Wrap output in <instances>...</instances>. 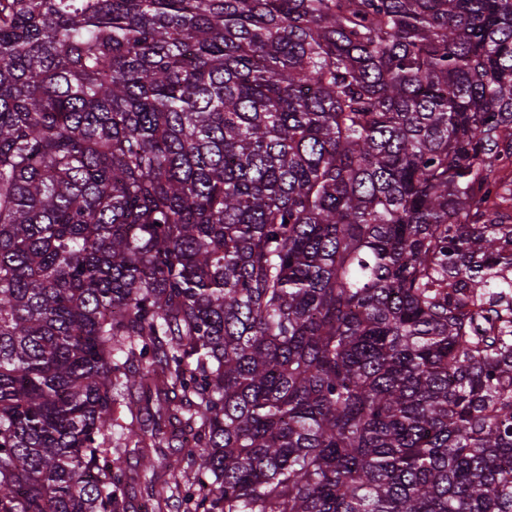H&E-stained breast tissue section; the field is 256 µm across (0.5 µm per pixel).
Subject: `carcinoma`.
Masks as SVG:
<instances>
[{"label": "carcinoma", "mask_w": 512, "mask_h": 512, "mask_svg": "<svg viewBox=\"0 0 512 512\" xmlns=\"http://www.w3.org/2000/svg\"><path fill=\"white\" fill-rule=\"evenodd\" d=\"M512 0H0V512H512Z\"/></svg>", "instance_id": "1"}]
</instances>
